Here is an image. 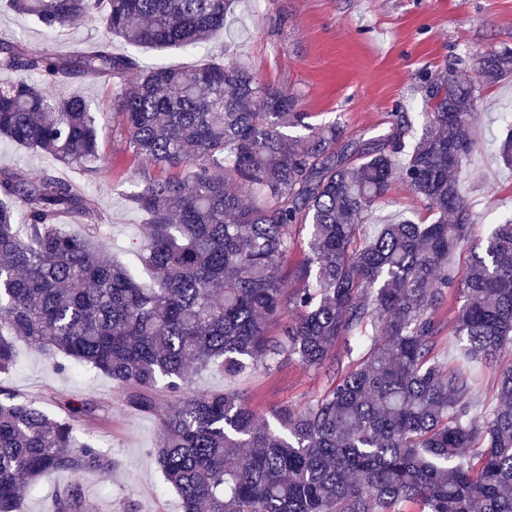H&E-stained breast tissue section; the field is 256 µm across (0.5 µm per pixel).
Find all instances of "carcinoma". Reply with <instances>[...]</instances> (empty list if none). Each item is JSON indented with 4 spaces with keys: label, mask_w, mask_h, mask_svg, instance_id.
I'll use <instances>...</instances> for the list:
<instances>
[{
    "label": "carcinoma",
    "mask_w": 512,
    "mask_h": 512,
    "mask_svg": "<svg viewBox=\"0 0 512 512\" xmlns=\"http://www.w3.org/2000/svg\"><path fill=\"white\" fill-rule=\"evenodd\" d=\"M235 0H4L48 32L75 20L104 37L73 54L0 41V136L64 165L100 160L95 113L118 118L140 163L130 202L147 216L138 260L153 279L102 244L92 201L52 174L0 169V373L22 341L59 373L79 367L125 389L133 409L160 416L154 454L182 512H512V364L498 369L483 408L477 373L512 347V216L473 240L459 178L481 85L512 74V48L464 69L423 77L425 125L404 112L371 142L342 122L313 125L293 88L262 81L233 60L145 67L132 48L198 52ZM102 78L97 106L55 87ZM287 128L304 133L290 136ZM396 181L419 197L430 224L367 220ZM83 219L82 230L61 229ZM308 253L283 288L302 232ZM471 251L467 267L455 254ZM461 299L453 363L435 350L437 312ZM292 319L271 333L285 310ZM368 345L362 360L300 409L261 420L236 391L198 393L193 377H227L262 360L330 368L339 341ZM166 382L162 404L156 388ZM60 413L0 385V512H21L38 480L72 481L53 512H92L80 477L118 465L77 422L94 400Z\"/></svg>",
    "instance_id": "1"
}]
</instances>
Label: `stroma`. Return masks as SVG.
<instances>
[{
  "mask_svg": "<svg viewBox=\"0 0 512 512\" xmlns=\"http://www.w3.org/2000/svg\"><path fill=\"white\" fill-rule=\"evenodd\" d=\"M17 36L30 48L70 54L99 41L103 31L77 21L51 38L31 18L0 13V39ZM503 46L512 48V0H236L206 50L213 57L247 63L262 79L295 86L312 122L339 120L347 136L368 140L387 133L396 113L422 111L423 73L463 67L485 50ZM510 109L512 75L482 88L471 130L476 151L460 175L477 217L474 236L480 240L491 224L512 215V169L497 157L504 132L501 114ZM98 119L104 128L102 159L92 169L64 166L5 138L0 139V169L46 172L75 183L93 200L108 247L119 260L132 263L146 221L129 200L140 165L115 131L111 114L101 113ZM374 215L428 220L423 203L399 183ZM332 380L328 371L284 362L235 378L214 367L196 376L193 388L239 392L259 417L267 418L281 406L306 405ZM0 384L50 409L58 395L105 405L111 425L79 424L80 434H92L119 462L111 474L89 471L82 478L97 512H125L129 499L137 512H181L179 497L165 484L153 454L158 416L129 408L123 389L110 379L88 369L57 373L44 355L22 343L15 368L0 374Z\"/></svg>",
  "mask_w": 512,
  "mask_h": 512,
  "instance_id": "1",
  "label": "stroma"
}]
</instances>
